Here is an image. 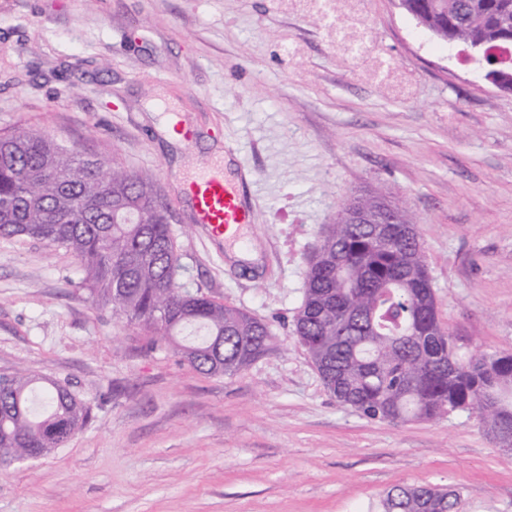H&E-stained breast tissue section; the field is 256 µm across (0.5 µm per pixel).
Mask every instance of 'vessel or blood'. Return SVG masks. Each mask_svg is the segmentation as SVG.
<instances>
[{
  "label": "vessel or blood",
  "mask_w": 512,
  "mask_h": 512,
  "mask_svg": "<svg viewBox=\"0 0 512 512\" xmlns=\"http://www.w3.org/2000/svg\"><path fill=\"white\" fill-rule=\"evenodd\" d=\"M243 184V179L228 177L220 161L191 180L195 221L210 236L232 244L242 242L243 230L252 222L251 212L242 200Z\"/></svg>",
  "instance_id": "vessel-or-blood-1"
}]
</instances>
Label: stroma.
Here are the masks:
<instances>
[{
  "label": "stroma",
  "instance_id": "obj_1",
  "mask_svg": "<svg viewBox=\"0 0 512 512\" xmlns=\"http://www.w3.org/2000/svg\"><path fill=\"white\" fill-rule=\"evenodd\" d=\"M340 14L366 55H342L284 0H0V130L153 174L182 284L266 321L276 344L236 375L200 374L97 309L71 254L0 238V375L60 381L91 408L65 447L0 468V512H384L397 485L512 512V454L477 414L362 417L293 334L326 224L352 192L388 186L458 353H512V94L398 0ZM381 60L391 85L368 78ZM225 154L253 174V262L210 239L187 197Z\"/></svg>",
  "mask_w": 512,
  "mask_h": 512
}]
</instances>
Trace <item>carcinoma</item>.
Wrapping results in <instances>:
<instances>
[{"instance_id":"cac0c4a2","label":"carcinoma","mask_w":512,"mask_h":512,"mask_svg":"<svg viewBox=\"0 0 512 512\" xmlns=\"http://www.w3.org/2000/svg\"><path fill=\"white\" fill-rule=\"evenodd\" d=\"M441 41L488 53L512 83V0H400ZM156 181L25 129L0 131V237L78 259L79 288L206 375H232L273 344L264 321L179 283L182 267ZM295 334L344 407L390 423L478 414L512 437V353L458 354L415 224L388 189L353 193L309 259ZM90 414L55 380L0 376V466L62 448ZM459 493L396 486L385 512H457Z\"/></svg>"}]
</instances>
